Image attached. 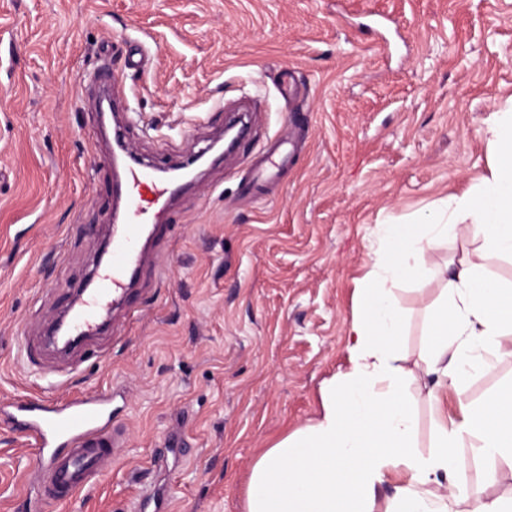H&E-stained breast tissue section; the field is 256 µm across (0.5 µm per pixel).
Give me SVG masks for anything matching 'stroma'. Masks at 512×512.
<instances>
[{
    "label": "stroma",
    "mask_w": 512,
    "mask_h": 512,
    "mask_svg": "<svg viewBox=\"0 0 512 512\" xmlns=\"http://www.w3.org/2000/svg\"><path fill=\"white\" fill-rule=\"evenodd\" d=\"M105 56L143 163L187 161L244 112L250 131L171 203L130 301L53 392L115 390L123 447L49 503L27 480L33 446L0 415V512H129L146 486L157 512H245L259 454L318 418L347 367L376 226L486 173V121L512 97V0H0V405L41 395L18 345L41 343L113 223V143L82 81ZM285 71L300 87L289 105ZM295 133L304 147L279 180L243 198L249 159ZM393 292L407 370L437 289ZM510 382L507 358L449 392L448 411Z\"/></svg>",
    "instance_id": "stroma-1"
}]
</instances>
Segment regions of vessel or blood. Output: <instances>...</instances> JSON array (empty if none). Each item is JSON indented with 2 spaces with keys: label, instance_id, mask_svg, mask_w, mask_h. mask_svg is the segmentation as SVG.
<instances>
[{
  "label": "vessel or blood",
  "instance_id": "b4317fda",
  "mask_svg": "<svg viewBox=\"0 0 512 512\" xmlns=\"http://www.w3.org/2000/svg\"><path fill=\"white\" fill-rule=\"evenodd\" d=\"M178 191L152 167L115 169L112 209L121 223L109 244L111 264L99 277L75 288V303L61 317L76 344H86L100 330L110 311V296L122 279H135L148 242L146 230L154 226L157 210ZM114 398L111 390L66 402L47 394L0 407L15 429L35 442L33 476L44 500L68 502L88 475L109 462L120 447L122 432L112 415Z\"/></svg>",
  "mask_w": 512,
  "mask_h": 512
}]
</instances>
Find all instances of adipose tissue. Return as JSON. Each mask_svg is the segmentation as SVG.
Here are the masks:
<instances>
[{"label": "adipose tissue", "mask_w": 512, "mask_h": 512, "mask_svg": "<svg viewBox=\"0 0 512 512\" xmlns=\"http://www.w3.org/2000/svg\"><path fill=\"white\" fill-rule=\"evenodd\" d=\"M485 135L488 171L467 192L420 222L379 225L380 251L346 327L348 367L325 386L319 418L258 457L246 512H454L470 497L458 461L467 446L503 464L502 478L512 481V383L454 415L446 403L449 390L512 357V285L486 270L488 258L512 257V103L491 113ZM472 237L480 250L430 267L443 243ZM430 276L440 290L417 352L432 426L423 452L397 365L407 319L387 283ZM383 486L393 492L381 501Z\"/></svg>", "instance_id": "adipose-tissue-1"}]
</instances>
